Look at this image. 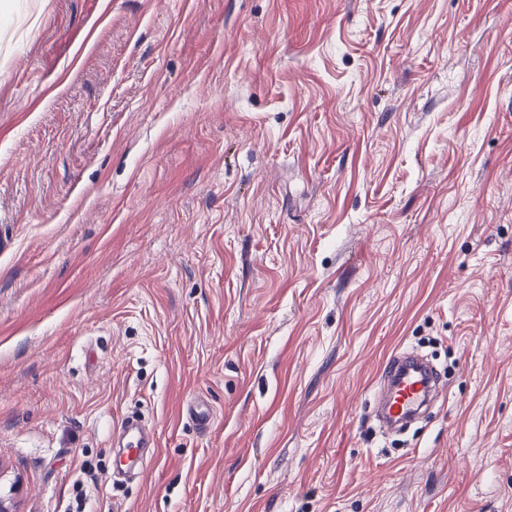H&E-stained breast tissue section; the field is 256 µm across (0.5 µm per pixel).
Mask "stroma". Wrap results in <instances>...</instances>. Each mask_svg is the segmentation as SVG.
Returning <instances> with one entry per match:
<instances>
[{
	"label": "stroma",
	"instance_id": "35a3bbf8",
	"mask_svg": "<svg viewBox=\"0 0 512 512\" xmlns=\"http://www.w3.org/2000/svg\"><path fill=\"white\" fill-rule=\"evenodd\" d=\"M0 495L512 512V0H0ZM431 370L418 354L402 352L393 356L384 376L387 391L381 408L387 423L406 419L411 411H419L427 399L446 392V383L440 382ZM113 434L122 441L125 440V443L116 447L119 450L114 452V473L132 469L138 465V458L131 455L133 448H157L156 436L147 432L141 421L133 416L123 418L114 428Z\"/></svg>",
	"mask_w": 512,
	"mask_h": 512
}]
</instances>
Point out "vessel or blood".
I'll list each match as a JSON object with an SVG mask.
<instances>
[{"instance_id": "vessel-or-blood-1", "label": "vessel or blood", "mask_w": 512, "mask_h": 512, "mask_svg": "<svg viewBox=\"0 0 512 512\" xmlns=\"http://www.w3.org/2000/svg\"><path fill=\"white\" fill-rule=\"evenodd\" d=\"M385 380L387 391L381 411L390 424L406 419L411 411L420 410L426 400L447 390L446 383L440 382L417 354L409 352L393 356ZM113 433L121 441L113 456L114 469L118 472L137 466L138 460L132 457V449L157 445L155 435L147 432L141 421L131 416L123 418Z\"/></svg>"}]
</instances>
